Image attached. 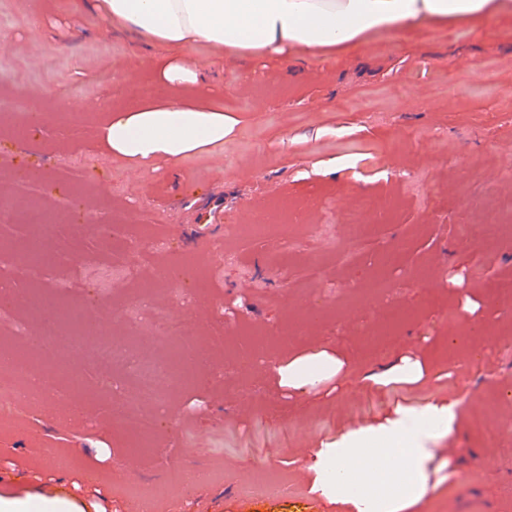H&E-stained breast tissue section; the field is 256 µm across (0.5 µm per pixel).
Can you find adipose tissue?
<instances>
[{
  "label": "adipose tissue",
  "instance_id": "ef3b65f1",
  "mask_svg": "<svg viewBox=\"0 0 512 512\" xmlns=\"http://www.w3.org/2000/svg\"><path fill=\"white\" fill-rule=\"evenodd\" d=\"M89 4L109 26L178 50L156 61L154 97L109 111L96 128L98 142L110 154L139 166L158 159L177 163L224 145L231 125L223 112L182 96L200 80L197 48L206 49L213 66L228 58L332 55L378 34L512 15V0H69L68 6L78 13ZM339 370L328 358L319 366L302 359L289 365L288 385L314 393ZM455 419L454 403L434 400L348 430L315 450L312 489L354 512H403L427 495L434 447ZM0 512H99V505L60 492L0 494Z\"/></svg>",
  "mask_w": 512,
  "mask_h": 512
}]
</instances>
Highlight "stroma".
Segmentation results:
<instances>
[{"instance_id":"1","label":"stroma","mask_w":512,"mask_h":512,"mask_svg":"<svg viewBox=\"0 0 512 512\" xmlns=\"http://www.w3.org/2000/svg\"><path fill=\"white\" fill-rule=\"evenodd\" d=\"M64 0H0V98L38 105L18 133L0 116V251L23 253L29 210L51 226L41 320L79 310L87 334L163 347L156 316L211 341V370L168 389L155 433L114 417L90 363L24 408L0 405V491H68L105 512H351L311 492L310 451L398 408L459 401L430 490L408 512H512V20L422 26L332 57L297 54L207 74L202 101L233 119L224 149L138 168L93 128L154 88L148 54ZM496 181L478 199L475 174ZM126 214L114 230L113 210ZM365 213L366 240L348 223ZM269 233L251 234L257 217ZM318 276L309 280L308 269ZM387 281L383 294L370 289ZM328 354L317 395L288 388L290 361ZM420 359L409 381L395 367ZM67 421H57L58 413ZM189 429L191 447L177 435ZM204 482L168 484L171 471ZM287 481L291 495L263 486Z\"/></svg>"}]
</instances>
